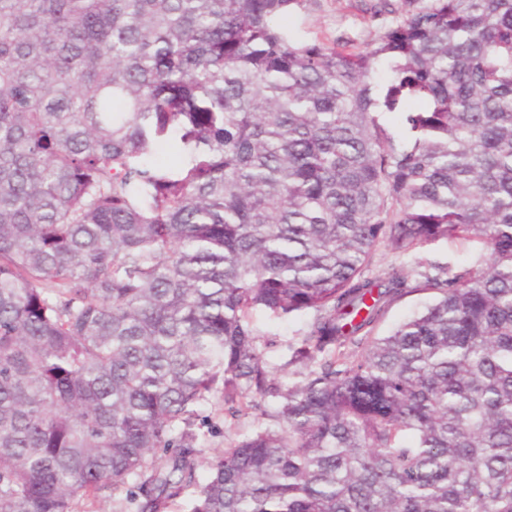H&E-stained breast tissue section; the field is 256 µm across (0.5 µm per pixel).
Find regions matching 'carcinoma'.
I'll return each instance as SVG.
<instances>
[{
	"label": "carcinoma",
	"mask_w": 512,
	"mask_h": 512,
	"mask_svg": "<svg viewBox=\"0 0 512 512\" xmlns=\"http://www.w3.org/2000/svg\"><path fill=\"white\" fill-rule=\"evenodd\" d=\"M307 2L0 0V512H512V0ZM439 241L490 259L366 274ZM311 1L306 9L288 16L289 28L304 40L329 42L344 36L357 43L367 42L370 32L382 23V19L350 7V0ZM430 302L427 293H413L395 302L388 310L384 321L379 326V334H386L396 324L411 316ZM308 319L305 314L288 320L266 315L255 318L254 328L259 335L261 350L271 366L279 367L289 358V349L300 344ZM205 417L208 419V428L204 427L202 431L205 435L200 441L201 455L205 458H212L224 449L227 441L234 437V430H226L224 428V417L219 412L214 411V407L210 404H204L199 411V419L195 420L196 426L200 420Z\"/></svg>",
	"instance_id": "cac0c4a2"
}]
</instances>
